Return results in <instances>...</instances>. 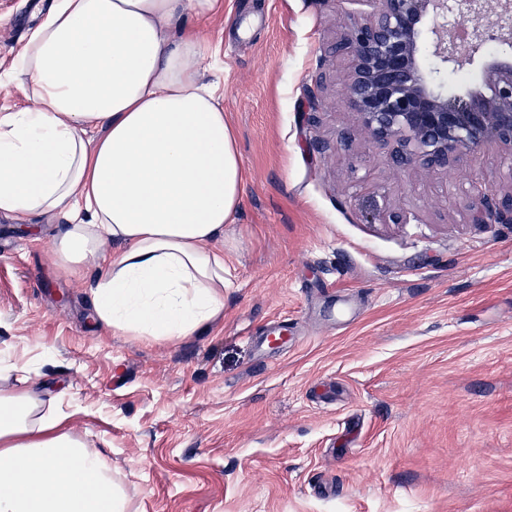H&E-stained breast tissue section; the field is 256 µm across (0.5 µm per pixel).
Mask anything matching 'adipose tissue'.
<instances>
[{
	"instance_id": "adipose-tissue-1",
	"label": "adipose tissue",
	"mask_w": 512,
	"mask_h": 512,
	"mask_svg": "<svg viewBox=\"0 0 512 512\" xmlns=\"http://www.w3.org/2000/svg\"><path fill=\"white\" fill-rule=\"evenodd\" d=\"M223 0H54L0 112V215L60 216L52 251L112 333L177 342L224 313L237 134L205 82L202 25ZM29 363L0 360V512H129L103 453L64 429Z\"/></svg>"
}]
</instances>
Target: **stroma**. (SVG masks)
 Returning <instances> with one entry per match:
<instances>
[{"label": "stroma", "mask_w": 512, "mask_h": 512, "mask_svg": "<svg viewBox=\"0 0 512 512\" xmlns=\"http://www.w3.org/2000/svg\"><path fill=\"white\" fill-rule=\"evenodd\" d=\"M52 3L0 0V112ZM354 10L224 0L205 25L243 184L203 330L112 334L52 262L60 222L0 216V357L38 366L130 512H512V224L468 223V166L395 170L356 132Z\"/></svg>", "instance_id": "1"}]
</instances>
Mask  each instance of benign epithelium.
I'll use <instances>...</instances> for the list:
<instances>
[{
  "instance_id": "benign-epithelium-1",
  "label": "benign epithelium",
  "mask_w": 512,
  "mask_h": 512,
  "mask_svg": "<svg viewBox=\"0 0 512 512\" xmlns=\"http://www.w3.org/2000/svg\"><path fill=\"white\" fill-rule=\"evenodd\" d=\"M336 2L370 7L353 17L335 52L349 62L342 102L373 145L391 146V167L438 175L490 145L512 152V60L481 62L478 89L453 98L444 92L445 72L474 64L488 28L512 46V0ZM457 11L475 24L457 29ZM425 41L434 58L430 67L421 58ZM465 211L472 224H512V187L473 179Z\"/></svg>"
}]
</instances>
